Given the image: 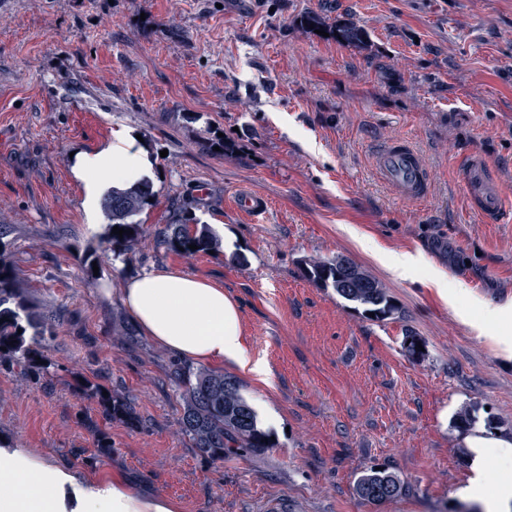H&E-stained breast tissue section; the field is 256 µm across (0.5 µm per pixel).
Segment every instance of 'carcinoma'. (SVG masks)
<instances>
[{
    "label": "carcinoma",
    "mask_w": 512,
    "mask_h": 512,
    "mask_svg": "<svg viewBox=\"0 0 512 512\" xmlns=\"http://www.w3.org/2000/svg\"><path fill=\"white\" fill-rule=\"evenodd\" d=\"M302 24L325 28L337 42L359 48L365 44L362 29L351 23L329 25L324 18L312 14L303 18ZM156 197L152 182L144 178L126 188L108 190L102 201L107 229L102 239L101 251L114 260L128 261L131 243L145 233L140 215ZM118 226L133 231L131 235L112 233ZM158 243L172 252L186 256L217 251L220 241L208 224L189 223L184 210L173 212L166 227L158 232ZM197 249L192 250L189 245ZM305 278L317 288H331L337 296L362 310L374 313V320L384 321L399 314L393 297L382 285L369 276L360 266L344 257L329 260L300 261ZM0 360H7L40 378L56 377L55 364L45 360L38 344L48 331L46 320L36 312L32 303L19 292L15 270L0 263ZM175 382L181 389L183 401L182 429L192 442V447L211 460L222 461L224 454L246 452L261 454L274 446L271 434L264 430L255 410L240 393L237 381L222 373L183 367L176 372ZM91 394L102 397L105 410L112 416L128 422L138 420L134 407L117 402L103 395L104 387L85 383ZM397 475L386 469H372L357 482V491L364 498L388 500L402 493L403 485L390 490Z\"/></svg>",
    "instance_id": "obj_1"
}]
</instances>
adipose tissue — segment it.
<instances>
[{"label": "adipose tissue", "instance_id": "ef3b65f1", "mask_svg": "<svg viewBox=\"0 0 512 512\" xmlns=\"http://www.w3.org/2000/svg\"><path fill=\"white\" fill-rule=\"evenodd\" d=\"M74 171L85 188L84 208L93 213L109 187L133 184L151 174V161L130 131H113L92 153L74 156ZM122 304L141 332L171 354L196 364L236 365L245 375L266 376L261 360L251 358L242 340L239 311L222 285L168 266L124 281ZM473 474L463 496L483 501L487 512H512V481L485 495V464L497 457L512 471V441L476 437ZM0 512H174L168 501L121 483L80 481L70 469L10 443L0 444Z\"/></svg>", "mask_w": 512, "mask_h": 512}]
</instances>
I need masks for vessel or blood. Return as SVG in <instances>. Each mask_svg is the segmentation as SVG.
<instances>
[{
  "mask_svg": "<svg viewBox=\"0 0 512 512\" xmlns=\"http://www.w3.org/2000/svg\"><path fill=\"white\" fill-rule=\"evenodd\" d=\"M380 179L389 185L399 199L418 201L429 192L430 172L419 152L409 142L391 140L381 145L373 156ZM467 207L484 222H499L504 211V198L495 170L482 157L467 156L461 163ZM236 208L252 218L263 216L269 206L263 195L240 193Z\"/></svg>",
  "mask_w": 512,
  "mask_h": 512,
  "instance_id": "b4317fda",
  "label": "vessel or blood"
}]
</instances>
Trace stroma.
<instances>
[{"instance_id":"1","label":"stroma","mask_w":512,"mask_h":512,"mask_svg":"<svg viewBox=\"0 0 512 512\" xmlns=\"http://www.w3.org/2000/svg\"><path fill=\"white\" fill-rule=\"evenodd\" d=\"M308 13L356 24L368 47L301 26ZM118 128L141 135L156 204L128 262L100 257L90 278L106 220L88 222L72 156ZM216 131L234 151L200 149ZM397 136L432 171L415 203L372 168ZM471 153L499 172L502 223L466 207L458 162ZM243 190L270 199L264 217L232 208ZM181 205L216 230L218 252L158 245ZM404 252L426 266L397 279L386 259ZM339 255L386 288L397 319H367L303 277L301 260ZM0 261L49 318L43 353L58 367L50 382L0 363V436L18 447L176 512H456L471 437L512 441V360L471 327L478 302L512 303V0H0ZM166 266L237 303L267 379L223 372L276 412L264 454L200 457L181 427L180 360L102 292ZM435 272L467 297H443ZM408 330L422 356L403 351ZM88 382L138 423L106 415ZM463 412L478 418L468 434ZM376 467L401 495L358 494Z\"/></svg>"}]
</instances>
